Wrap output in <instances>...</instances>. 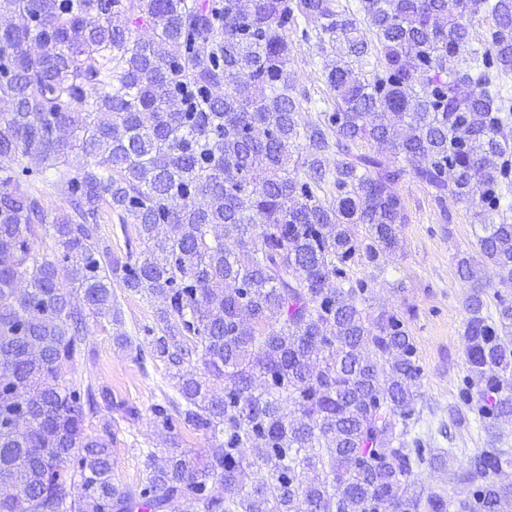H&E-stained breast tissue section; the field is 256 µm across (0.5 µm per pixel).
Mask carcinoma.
<instances>
[{
    "mask_svg": "<svg viewBox=\"0 0 512 512\" xmlns=\"http://www.w3.org/2000/svg\"><path fill=\"white\" fill-rule=\"evenodd\" d=\"M5 7L0 512L512 509V484L494 481L512 467L508 449L449 468V453L408 443L414 342L400 312L365 314L369 285L346 271L357 254L378 268L399 246L409 175L436 202L474 209L479 251L512 286V0ZM296 39L322 56L327 106L314 116L311 97L293 94ZM35 41L49 48L33 52ZM50 192L68 212L50 217ZM103 224L134 225L138 257L112 255ZM45 239L53 247L38 257ZM457 275L472 283L459 399L492 431L512 419V400L494 398L512 374V295L487 299L466 256ZM18 279L23 301L10 291ZM117 287L161 298L143 332L176 379L177 395L151 407L161 448L134 487L114 481L113 427L140 410L64 379L91 318L111 319L113 342L144 359ZM99 397L117 417L92 434ZM181 426L221 451L181 447ZM423 466L466 499L418 484Z\"/></svg>",
    "mask_w": 512,
    "mask_h": 512,
    "instance_id": "1",
    "label": "carcinoma"
}]
</instances>
